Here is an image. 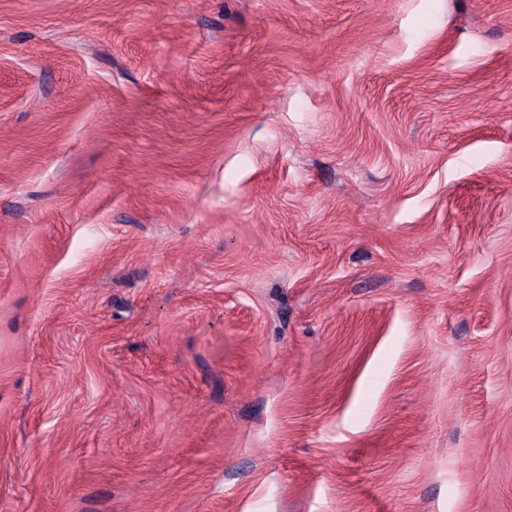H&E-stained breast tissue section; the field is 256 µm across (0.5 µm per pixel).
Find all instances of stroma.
Masks as SVG:
<instances>
[{"label":"stroma","instance_id":"1","mask_svg":"<svg viewBox=\"0 0 512 512\" xmlns=\"http://www.w3.org/2000/svg\"><path fill=\"white\" fill-rule=\"evenodd\" d=\"M0 512H512V0H0Z\"/></svg>","mask_w":512,"mask_h":512}]
</instances>
